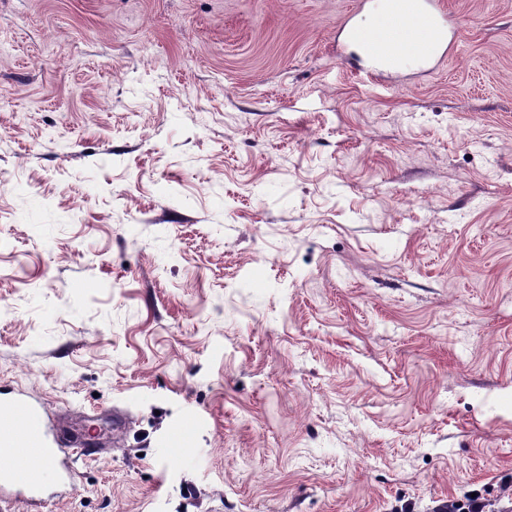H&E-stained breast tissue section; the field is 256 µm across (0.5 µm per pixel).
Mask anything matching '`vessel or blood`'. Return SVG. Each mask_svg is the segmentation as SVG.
<instances>
[{"label": "vessel or blood", "instance_id": "1", "mask_svg": "<svg viewBox=\"0 0 512 512\" xmlns=\"http://www.w3.org/2000/svg\"><path fill=\"white\" fill-rule=\"evenodd\" d=\"M375 28L371 38L363 29H350L349 39L361 46L368 59L397 70L409 55L423 62L435 59L447 40V15L437 0H392ZM95 453L96 444L88 434L75 449L54 446L38 410L26 399L1 402L0 508L18 496L39 499L45 488L44 470L54 469L58 478L68 479L72 455L88 458Z\"/></svg>", "mask_w": 512, "mask_h": 512}]
</instances>
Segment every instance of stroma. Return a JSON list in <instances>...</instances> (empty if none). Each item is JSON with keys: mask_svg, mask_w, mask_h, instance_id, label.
Segmentation results:
<instances>
[{"mask_svg": "<svg viewBox=\"0 0 512 512\" xmlns=\"http://www.w3.org/2000/svg\"><path fill=\"white\" fill-rule=\"evenodd\" d=\"M377 0H0L14 512H433L512 487V0L367 77ZM77 448L55 447L35 406L26 399L0 403V510L17 496L38 500L44 492L43 470L53 468L58 479H71V455L89 458L98 452L90 434Z\"/></svg>", "mask_w": 512, "mask_h": 512, "instance_id": "1", "label": "stroma"}]
</instances>
